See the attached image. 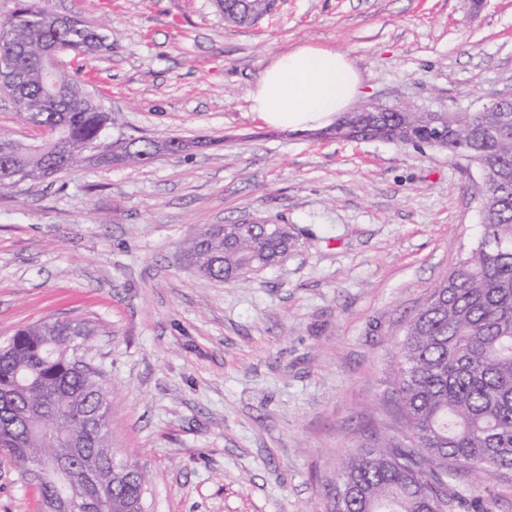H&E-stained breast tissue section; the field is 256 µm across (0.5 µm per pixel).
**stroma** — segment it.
I'll list each match as a JSON object with an SVG mask.
<instances>
[{
    "instance_id": "1",
    "label": "stroma",
    "mask_w": 512,
    "mask_h": 512,
    "mask_svg": "<svg viewBox=\"0 0 512 512\" xmlns=\"http://www.w3.org/2000/svg\"><path fill=\"white\" fill-rule=\"evenodd\" d=\"M106 23L110 51L64 69L112 114L108 141L205 147L137 167L84 162L0 196V343L81 318L113 450L148 512H330L344 458L402 427L388 379L402 327L480 235L475 168L432 148L267 125L249 92L281 52L345 53L356 104L466 112L512 91V0H279L251 27L214 0H50ZM288 225L244 281L184 261L197 229ZM469 512H512V472L452 481ZM0 512H41L0 455Z\"/></svg>"
}]
</instances>
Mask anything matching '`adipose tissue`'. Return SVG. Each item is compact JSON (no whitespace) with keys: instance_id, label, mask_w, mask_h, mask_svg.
<instances>
[{"instance_id":"adipose-tissue-1","label":"adipose tissue","mask_w":512,"mask_h":512,"mask_svg":"<svg viewBox=\"0 0 512 512\" xmlns=\"http://www.w3.org/2000/svg\"><path fill=\"white\" fill-rule=\"evenodd\" d=\"M346 55L302 45L276 55L250 93L251 110L268 125L306 131L330 124L358 94Z\"/></svg>"}]
</instances>
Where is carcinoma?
I'll return each mask as SVG.
<instances>
[{
  "instance_id": "cac0c4a2",
  "label": "carcinoma",
  "mask_w": 512,
  "mask_h": 512,
  "mask_svg": "<svg viewBox=\"0 0 512 512\" xmlns=\"http://www.w3.org/2000/svg\"><path fill=\"white\" fill-rule=\"evenodd\" d=\"M0 22V60L10 66L0 87L27 123L57 127L67 147L44 140L28 148L0 131V194L15 188L2 177L22 170L39 182L98 159L137 166L162 154L156 138L130 151L100 149L112 125L73 77L76 100L49 96L36 79L35 55L53 47L60 56L111 49L101 26L76 16L59 27L45 0ZM242 0H216L224 22L245 23ZM448 119V156L463 154L484 175L478 206L481 233L448 273L427 292L406 322L389 379L405 428L400 442L346 458L331 512H448L457 495L448 485L458 471L482 461L512 470V112H381L386 141L405 147L411 121ZM288 227L224 225V235L198 230L186 257L205 258L209 277L231 280L285 255ZM91 333L83 319L29 324L0 346V451L26 467L46 465L36 481L45 512L66 509L61 487L82 501L80 512H131L146 493L145 473L118 458L108 437L107 395L96 372L69 346Z\"/></svg>"
}]
</instances>
